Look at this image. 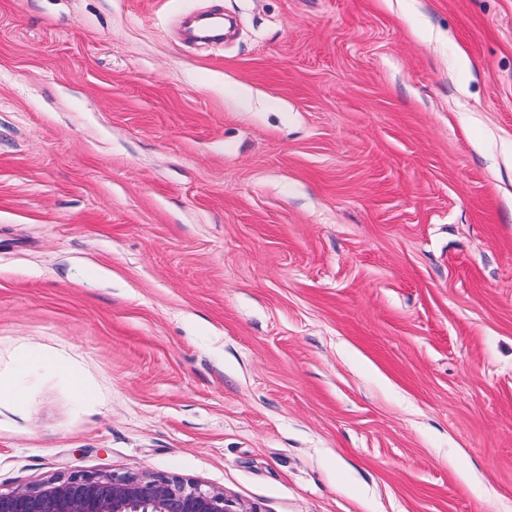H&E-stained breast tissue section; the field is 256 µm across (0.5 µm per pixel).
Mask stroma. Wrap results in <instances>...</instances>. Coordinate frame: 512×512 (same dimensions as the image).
Instances as JSON below:
<instances>
[{"instance_id":"stroma-1","label":"stroma","mask_w":512,"mask_h":512,"mask_svg":"<svg viewBox=\"0 0 512 512\" xmlns=\"http://www.w3.org/2000/svg\"><path fill=\"white\" fill-rule=\"evenodd\" d=\"M507 146L512 0H0V491L512 512Z\"/></svg>"}]
</instances>
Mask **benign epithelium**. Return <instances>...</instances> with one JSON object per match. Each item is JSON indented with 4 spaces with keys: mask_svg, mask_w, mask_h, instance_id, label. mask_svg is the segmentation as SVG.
Here are the masks:
<instances>
[{
    "mask_svg": "<svg viewBox=\"0 0 512 512\" xmlns=\"http://www.w3.org/2000/svg\"><path fill=\"white\" fill-rule=\"evenodd\" d=\"M0 512H261L221 490L162 476L75 474L0 492Z\"/></svg>",
    "mask_w": 512,
    "mask_h": 512,
    "instance_id": "obj_1",
    "label": "benign epithelium"
}]
</instances>
